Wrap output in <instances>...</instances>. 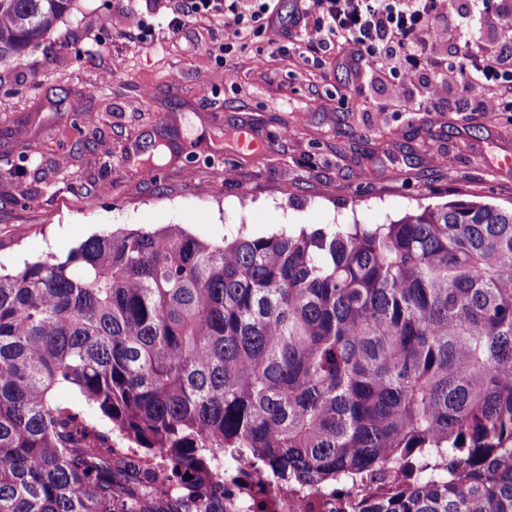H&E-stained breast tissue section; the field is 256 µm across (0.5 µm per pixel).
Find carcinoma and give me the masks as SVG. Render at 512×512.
I'll list each match as a JSON object with an SVG mask.
<instances>
[{
  "mask_svg": "<svg viewBox=\"0 0 512 512\" xmlns=\"http://www.w3.org/2000/svg\"><path fill=\"white\" fill-rule=\"evenodd\" d=\"M71 2L0 0V67ZM456 196L221 246L112 232L0 275V512H215L237 459L359 483L353 512H512V206ZM54 399L62 406H68L79 411L87 421L96 425L98 428L104 430L110 428L108 420L76 390L67 386L59 387L55 391Z\"/></svg>",
  "mask_w": 512,
  "mask_h": 512,
  "instance_id": "1",
  "label": "carcinoma"
}]
</instances>
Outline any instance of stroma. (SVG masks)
<instances>
[{"instance_id":"stroma-1","label":"stroma","mask_w":512,"mask_h":512,"mask_svg":"<svg viewBox=\"0 0 512 512\" xmlns=\"http://www.w3.org/2000/svg\"><path fill=\"white\" fill-rule=\"evenodd\" d=\"M185 0H73L26 56L0 69V272L65 260L116 230L181 225L214 244L335 224H385L459 190L512 204V102L492 87L427 95L315 64L294 29L298 0L245 39ZM512 49V6L477 30L448 24L438 54ZM466 99L464 111L448 104ZM158 154L155 176L143 161Z\"/></svg>"}]
</instances>
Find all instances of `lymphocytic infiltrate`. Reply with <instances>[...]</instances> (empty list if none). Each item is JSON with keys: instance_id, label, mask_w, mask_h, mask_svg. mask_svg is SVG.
I'll list each match as a JSON object with an SVG mask.
<instances>
[{"instance_id": "f902f5d3", "label": "lymphocytic infiltrate", "mask_w": 512, "mask_h": 512, "mask_svg": "<svg viewBox=\"0 0 512 512\" xmlns=\"http://www.w3.org/2000/svg\"><path fill=\"white\" fill-rule=\"evenodd\" d=\"M302 9L321 15L304 31L307 49L340 45L353 64L370 73L389 69L405 83L429 69L435 96L461 80L512 90V52L470 54L456 64L436 54L449 21L467 18V0H303Z\"/></svg>"}]
</instances>
